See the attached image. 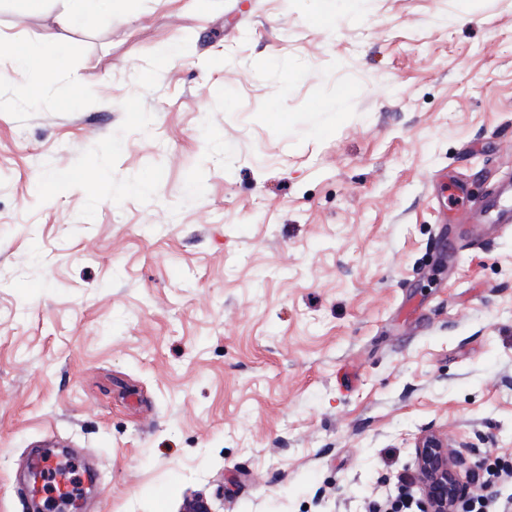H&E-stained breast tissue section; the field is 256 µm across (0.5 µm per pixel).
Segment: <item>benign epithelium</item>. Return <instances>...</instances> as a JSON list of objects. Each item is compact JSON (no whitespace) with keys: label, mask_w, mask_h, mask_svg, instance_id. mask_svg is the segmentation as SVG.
I'll return each mask as SVG.
<instances>
[{"label":"benign epithelium","mask_w":512,"mask_h":512,"mask_svg":"<svg viewBox=\"0 0 512 512\" xmlns=\"http://www.w3.org/2000/svg\"><path fill=\"white\" fill-rule=\"evenodd\" d=\"M487 458L471 442H456L434 431L415 444L410 484L417 487V512H468L470 499L483 492Z\"/></svg>","instance_id":"7a95c632"}]
</instances>
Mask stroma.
I'll return each mask as SVG.
<instances>
[{"label": "stroma", "instance_id": "1", "mask_svg": "<svg viewBox=\"0 0 512 512\" xmlns=\"http://www.w3.org/2000/svg\"><path fill=\"white\" fill-rule=\"evenodd\" d=\"M62 7L0 0V512L44 448L81 512H367L429 430L512 512V228L458 216L512 177V0ZM63 8L56 17V22L63 28L82 27L91 29L99 21L101 13L112 10L116 3L131 2L132 0H62ZM14 65L31 77L34 94L32 98L36 99L38 92L44 82L49 80L59 63L56 58L43 54L36 46H29L24 51L16 50L13 53Z\"/></svg>", "mask_w": 512, "mask_h": 512}]
</instances>
